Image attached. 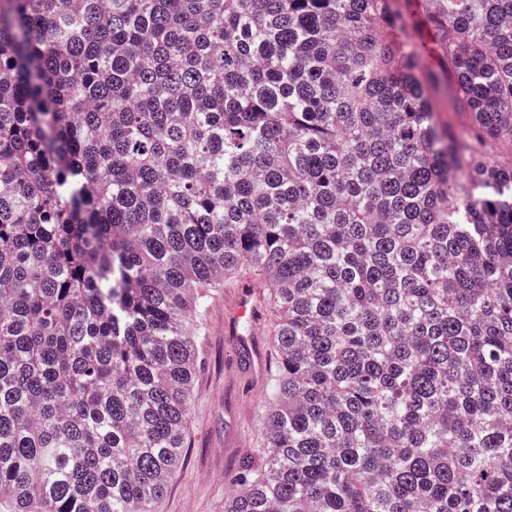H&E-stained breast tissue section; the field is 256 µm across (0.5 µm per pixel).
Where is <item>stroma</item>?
Listing matches in <instances>:
<instances>
[{"instance_id":"1","label":"stroma","mask_w":512,"mask_h":512,"mask_svg":"<svg viewBox=\"0 0 512 512\" xmlns=\"http://www.w3.org/2000/svg\"><path fill=\"white\" fill-rule=\"evenodd\" d=\"M228 292L225 281L204 290L208 307L197 339L186 448L158 512H224L240 464L262 459L258 404L274 371L269 324L255 328L262 359L250 365L237 361L239 339L228 332Z\"/></svg>"}]
</instances>
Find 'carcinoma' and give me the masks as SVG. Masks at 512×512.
Returning <instances> with one entry per match:
<instances>
[{
  "instance_id": "obj_1",
  "label": "carcinoma",
  "mask_w": 512,
  "mask_h": 512,
  "mask_svg": "<svg viewBox=\"0 0 512 512\" xmlns=\"http://www.w3.org/2000/svg\"><path fill=\"white\" fill-rule=\"evenodd\" d=\"M422 2L454 124L396 0H0L16 512H155L243 266L276 384L224 512H512V0Z\"/></svg>"
}]
</instances>
